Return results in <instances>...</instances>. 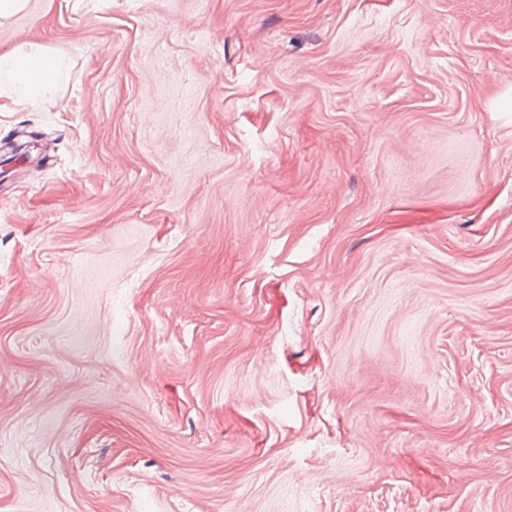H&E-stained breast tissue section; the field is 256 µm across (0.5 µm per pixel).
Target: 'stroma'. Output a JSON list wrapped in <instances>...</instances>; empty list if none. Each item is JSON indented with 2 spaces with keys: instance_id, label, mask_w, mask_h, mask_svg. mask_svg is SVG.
Wrapping results in <instances>:
<instances>
[{
  "instance_id": "stroma-1",
  "label": "stroma",
  "mask_w": 512,
  "mask_h": 512,
  "mask_svg": "<svg viewBox=\"0 0 512 512\" xmlns=\"http://www.w3.org/2000/svg\"><path fill=\"white\" fill-rule=\"evenodd\" d=\"M0 512H512V0H28L0 53ZM63 55L50 53L38 43H25L15 50L0 53V79L6 80L3 93L17 105L51 104L48 89L65 66Z\"/></svg>"
}]
</instances>
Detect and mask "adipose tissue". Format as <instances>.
Wrapping results in <instances>:
<instances>
[{
	"label": "adipose tissue",
	"mask_w": 512,
	"mask_h": 512,
	"mask_svg": "<svg viewBox=\"0 0 512 512\" xmlns=\"http://www.w3.org/2000/svg\"><path fill=\"white\" fill-rule=\"evenodd\" d=\"M64 56L38 43H26L0 53V78L7 83L8 98L17 105L47 103V92L65 65Z\"/></svg>",
	"instance_id": "ef3b65f1"
}]
</instances>
